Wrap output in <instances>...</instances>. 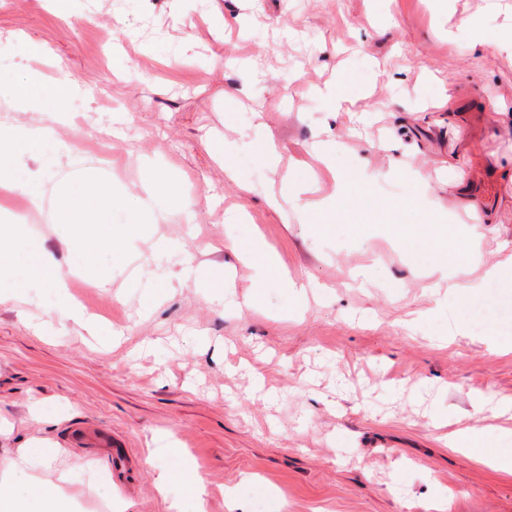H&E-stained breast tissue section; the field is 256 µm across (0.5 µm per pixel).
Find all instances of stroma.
I'll return each mask as SVG.
<instances>
[{
    "mask_svg": "<svg viewBox=\"0 0 512 512\" xmlns=\"http://www.w3.org/2000/svg\"><path fill=\"white\" fill-rule=\"evenodd\" d=\"M469 20L495 33L512 24V0H450L438 12L430 0H72L66 16L0 0V68L37 76L20 34L61 56L80 87L61 131L85 142L84 163L63 157L45 192L57 196L58 181L95 169L104 152L114 188L147 195L139 172L157 167L176 176L193 213L188 223L156 215L104 284L68 286L69 301L114 336L60 321L55 295L38 288L0 304V422L13 426L0 456L48 437L59 467L99 464L67 434L108 430L130 462L112 478V512H170L190 495L188 461L204 479L205 512H227L224 492L237 486L264 512L277 499L281 512H426L437 494L449 512H512V474L448 441L468 426L497 438L507 419L474 414L473 402L512 396V352L483 343L475 323L448 333L452 285L481 282L512 256V50L467 48ZM104 27L130 42L105 53ZM232 51L241 58L228 68ZM116 54L129 68L111 78ZM344 74L351 99L328 111L320 92ZM257 123L281 162L269 180L250 170L245 194L208 142ZM327 139L344 144L341 165L365 159L350 176L375 197L418 201L406 223L475 225L466 196L490 210L467 272L446 279L424 252L379 232L283 223L268 181H309L303 205L334 194L335 171L312 151ZM398 160L428 188L403 178ZM162 237L184 253L157 283ZM186 263L198 278H182ZM290 280L307 287L302 310L291 308ZM258 288L259 309L238 310ZM35 408L46 421L31 420Z\"/></svg>",
    "mask_w": 512,
    "mask_h": 512,
    "instance_id": "obj_1",
    "label": "stroma"
}]
</instances>
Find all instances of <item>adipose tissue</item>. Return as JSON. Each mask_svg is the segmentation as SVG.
I'll return each mask as SVG.
<instances>
[{
	"instance_id": "ef3b65f1",
	"label": "adipose tissue",
	"mask_w": 512,
	"mask_h": 512,
	"mask_svg": "<svg viewBox=\"0 0 512 512\" xmlns=\"http://www.w3.org/2000/svg\"><path fill=\"white\" fill-rule=\"evenodd\" d=\"M7 82L12 83L16 100L38 104L50 120L48 127L38 131L0 125V187L24 196L37 209L41 206L44 182L56 178L61 158L71 152L69 144L55 134L53 127L67 123L68 113L59 111L58 106L76 92L77 83L69 78L17 81L11 73L0 70V84ZM212 149L223 154L225 167L233 176L238 175V161L244 156L253 158L268 171L277 168L275 147L258 134L246 132L239 140L216 143ZM26 155L39 157L38 175H17L15 164ZM142 180L152 189L146 201L119 196L111 183L90 171L61 183L58 207L50 221L71 228L66 264L70 270L88 274L91 282H100L105 278L99 265L102 256H109L115 267L127 260L126 252L114 250V237L134 244L141 238L144 225L153 222L158 209L173 217L189 218L190 205L173 179L147 167ZM357 198L361 199L366 216L375 208H382L386 232L398 237L407 248L426 251L434 267L445 274H455L476 260V244L481 238L477 230L461 233L455 225L432 221L412 226L400 224L398 206L382 207L375 199L362 198L357 182L347 176L339 178L335 195L322 202L321 210L328 213ZM366 216L350 225V232L371 235L372 226ZM26 225L23 219L0 220V303L15 299L18 289L42 287L61 295L57 309L63 320L86 323L95 335L107 334L106 326L96 321L85 322L77 308L64 300L62 266L27 234ZM500 438L501 448L495 452L489 451L481 430L474 427L456 431L452 441L475 461L511 472L512 429H502ZM57 456V448L42 441L17 457L0 458V512H68L71 498L66 490L79 482L88 463L77 458L67 468L57 469L53 466Z\"/></svg>"
}]
</instances>
